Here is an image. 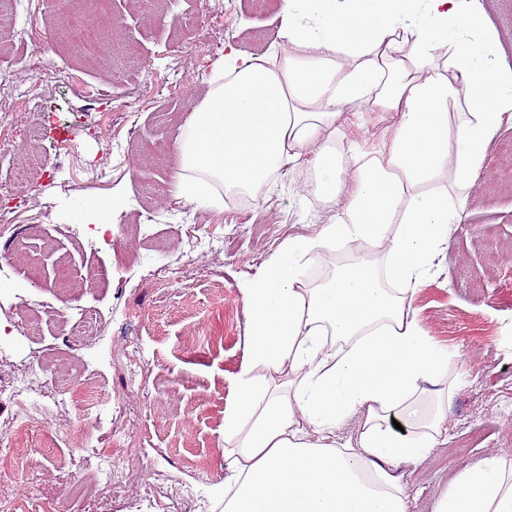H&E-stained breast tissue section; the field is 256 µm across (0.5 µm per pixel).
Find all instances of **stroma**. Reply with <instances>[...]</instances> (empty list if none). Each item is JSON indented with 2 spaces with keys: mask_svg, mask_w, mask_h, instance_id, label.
Masks as SVG:
<instances>
[{
  "mask_svg": "<svg viewBox=\"0 0 512 512\" xmlns=\"http://www.w3.org/2000/svg\"><path fill=\"white\" fill-rule=\"evenodd\" d=\"M282 0L256 13L250 0H0V67L18 70L23 94L0 121V185L30 197L0 234L9 287L71 307L61 326L42 319L40 343L18 332L19 356L63 365L58 384L125 404L123 423L87 428L83 443L50 433L46 419L19 448L24 473L0 471V512H224V410L244 353L239 291L288 238L316 235L340 202L301 197L311 172L286 165L248 208H197L173 185L181 129L204 98L213 61L234 45L246 54L278 41ZM98 27L114 20L93 61L66 35L71 14ZM25 30L29 41L8 34ZM56 105L30 108L52 74ZM80 198L113 200V220L151 214L157 251L111 228L94 255L58 232ZM223 241L214 266L171 274L165 247L197 255ZM412 304L430 336L455 348L467 386L448 396V440L405 467L408 512H431L459 467L494 453L512 462V123L485 148L460 224ZM142 374L130 384L131 361ZM135 484L92 495L114 465Z\"/></svg>",
  "mask_w": 512,
  "mask_h": 512,
  "instance_id": "obj_1",
  "label": "stroma"
}]
</instances>
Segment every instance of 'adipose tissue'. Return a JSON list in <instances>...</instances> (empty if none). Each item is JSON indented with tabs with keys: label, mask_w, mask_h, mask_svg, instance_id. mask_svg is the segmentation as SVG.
Returning <instances> with one entry per match:
<instances>
[{
	"label": "adipose tissue",
	"mask_w": 512,
	"mask_h": 512,
	"mask_svg": "<svg viewBox=\"0 0 512 512\" xmlns=\"http://www.w3.org/2000/svg\"><path fill=\"white\" fill-rule=\"evenodd\" d=\"M282 14L280 48L229 47L214 62L177 145L178 195L198 208L255 200L299 162L318 200L346 198L317 236L288 239L241 284L224 512H407L396 469L444 443L443 387L466 382L411 293L512 119V70L471 0H282ZM382 115L393 123L380 145L350 139ZM346 247L359 258L311 283ZM358 414L356 446H338ZM432 512H512V471L495 455L465 465Z\"/></svg>",
	"instance_id": "ef3b65f1"
}]
</instances>
